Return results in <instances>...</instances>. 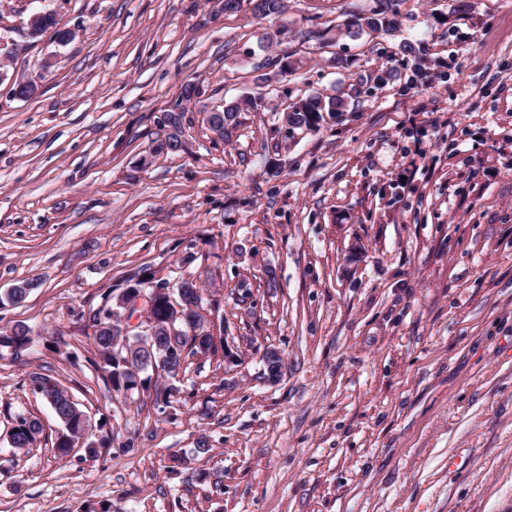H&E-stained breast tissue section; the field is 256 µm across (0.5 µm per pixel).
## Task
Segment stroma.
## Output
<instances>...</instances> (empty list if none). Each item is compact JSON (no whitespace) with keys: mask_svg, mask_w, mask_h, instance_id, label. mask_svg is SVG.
I'll use <instances>...</instances> for the list:
<instances>
[{"mask_svg":"<svg viewBox=\"0 0 512 512\" xmlns=\"http://www.w3.org/2000/svg\"><path fill=\"white\" fill-rule=\"evenodd\" d=\"M466 2L397 0L395 30L352 37L376 0H0L41 82L0 87V297L34 285L0 304L34 339L0 348V512H512V0ZM39 9L74 40L30 39ZM311 94L346 107L290 128ZM247 96L216 139L206 113ZM176 108L185 149L158 152ZM145 271L203 276L239 356L190 359L165 409L113 393L85 326ZM35 373L100 425L97 456H59ZM18 413L43 426L21 451Z\"/></svg>","mask_w":512,"mask_h":512,"instance_id":"stroma-1","label":"stroma"}]
</instances>
